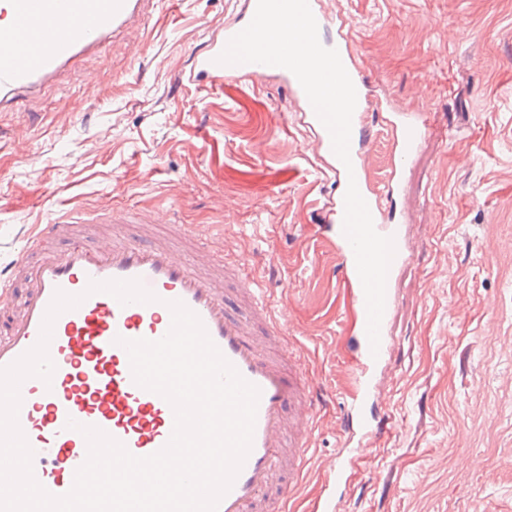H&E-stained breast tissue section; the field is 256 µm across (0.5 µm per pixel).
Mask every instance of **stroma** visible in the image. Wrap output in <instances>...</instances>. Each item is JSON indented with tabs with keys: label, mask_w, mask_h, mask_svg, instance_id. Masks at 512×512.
Wrapping results in <instances>:
<instances>
[{
	"label": "stroma",
	"mask_w": 512,
	"mask_h": 512,
	"mask_svg": "<svg viewBox=\"0 0 512 512\" xmlns=\"http://www.w3.org/2000/svg\"><path fill=\"white\" fill-rule=\"evenodd\" d=\"M246 0H156L142 27L0 111V264L57 212L153 211L237 255L266 290L318 389L313 460L262 512H512V0H324L354 26L374 93L429 133L386 217L406 225L395 346L379 380L388 432L332 489L325 462L358 358L355 307L328 220L336 184L275 77L185 79ZM368 178L392 157L369 110Z\"/></svg>",
	"instance_id": "obj_1"
}]
</instances>
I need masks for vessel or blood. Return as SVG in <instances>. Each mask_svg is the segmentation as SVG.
I'll use <instances>...</instances> for the list:
<instances>
[{
  "mask_svg": "<svg viewBox=\"0 0 512 512\" xmlns=\"http://www.w3.org/2000/svg\"><path fill=\"white\" fill-rule=\"evenodd\" d=\"M155 0H0V110L17 96L33 95L58 82L82 57L95 52L126 30L139 27ZM324 38L325 47L336 48L357 91L352 116L351 166L334 155L331 138L316 117L307 96L292 72L260 63L221 65L217 58L228 38L243 28L242 23L225 25L222 40L196 61L200 73L224 83L272 73L290 93L304 102V118L315 133L318 150L328 157L327 170L338 193L323 209L329 215V232L345 284L356 307L360 359L352 374L354 387L347 400L341 424L343 443L332 466L329 481H346L353 461L362 448L385 432L387 425L372 413L380 394L374 382L394 347L388 329L380 331L378 353H371L366 335L367 310L352 247L343 234L344 197L349 180H356L366 200L376 231L394 239L391 272L406 262L407 239L400 224L385 223L382 196L398 193L407 165L416 156L427 134L423 115L389 112V126L396 162L385 195H378L364 173L363 158L368 138L365 122L370 77L365 62L351 49L352 34L337 30L328 38L335 19L321 0H309ZM151 215L127 211L101 217L86 213L65 214L38 225L30 242L37 259L21 255L0 272L8 298V286L16 274H24L28 286L22 304L0 336V367L17 360L39 340L45 313L56 291L84 294V301L61 313L53 326L48 353L56 366L51 383L30 377L20 386L22 404L19 425L33 450V472L50 493L65 494L73 485L76 469L84 462L86 441L70 429L68 421L95 426L122 442L136 456L162 449L174 426L170 404L156 393L136 385L126 350L116 338L157 340L169 330L168 302L182 301L195 312L207 333L241 376L256 385L258 403L253 445L232 488L221 499L217 512H260L259 503L287 471L289 483L282 496L295 494L306 477L312 444L313 410L317 388L300 358L291 356V338L263 292L242 271L221 260L189 264L178 246L196 240L191 225L170 223L157 229L147 243L138 242L134 225L152 223ZM107 223L111 235L97 246L86 238L89 225ZM67 238L65 251L45 248L46 240ZM139 280L157 295L147 305H120L106 293L87 294L90 281Z\"/></svg>",
  "mask_w": 512,
  "mask_h": 512,
  "instance_id": "b4317fda",
  "label": "vessel or blood"
}]
</instances>
